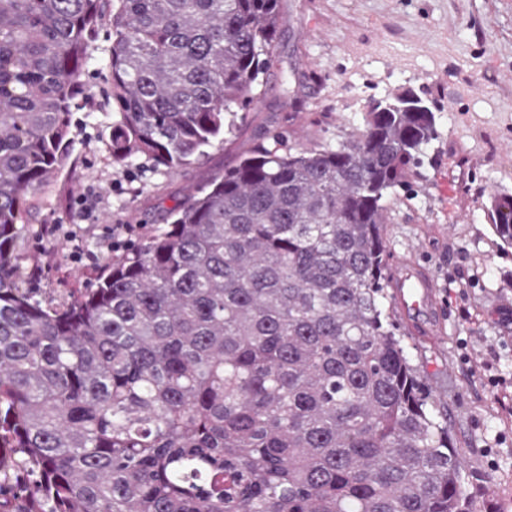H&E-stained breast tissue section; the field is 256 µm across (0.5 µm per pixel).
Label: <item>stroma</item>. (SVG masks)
I'll return each instance as SVG.
<instances>
[{
  "instance_id": "35a3bbf8",
  "label": "stroma",
  "mask_w": 512,
  "mask_h": 512,
  "mask_svg": "<svg viewBox=\"0 0 512 512\" xmlns=\"http://www.w3.org/2000/svg\"><path fill=\"white\" fill-rule=\"evenodd\" d=\"M283 28L264 98L229 141L163 174L142 159L112 161V106L102 79L76 112L67 166L26 202L16 275L35 299L57 303L106 269L116 224L135 243L166 224L175 203L223 174L273 135L337 145L361 126L363 107L413 87L438 107L439 136L412 188L391 204L390 257L432 273L446 315L433 345L399 332L410 362L448 421L463 460L468 512H512V251L486 216L491 195L512 191V0H280ZM289 76L294 96L283 95ZM98 186L86 205L77 197ZM56 225L46 237V225ZM492 456H485V449Z\"/></svg>"
}]
</instances>
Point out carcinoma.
I'll return each mask as SVG.
<instances>
[{"label":"carcinoma","instance_id":"cac0c4a2","mask_svg":"<svg viewBox=\"0 0 512 512\" xmlns=\"http://www.w3.org/2000/svg\"><path fill=\"white\" fill-rule=\"evenodd\" d=\"M107 1V149L163 173L263 97L282 25L280 0H0V512H466L384 306L390 199L438 138L414 91L335 147L258 145L70 302L20 288ZM487 217L512 248V194Z\"/></svg>","mask_w":512,"mask_h":512}]
</instances>
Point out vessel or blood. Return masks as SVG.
Returning a JSON list of instances; mask_svg holds the SVG:
<instances>
[{"label": "vessel or blood", "instance_id": "1", "mask_svg": "<svg viewBox=\"0 0 512 512\" xmlns=\"http://www.w3.org/2000/svg\"><path fill=\"white\" fill-rule=\"evenodd\" d=\"M388 280L403 320L425 339L440 335L443 317L432 275L416 262L398 258L390 264Z\"/></svg>", "mask_w": 512, "mask_h": 512}]
</instances>
